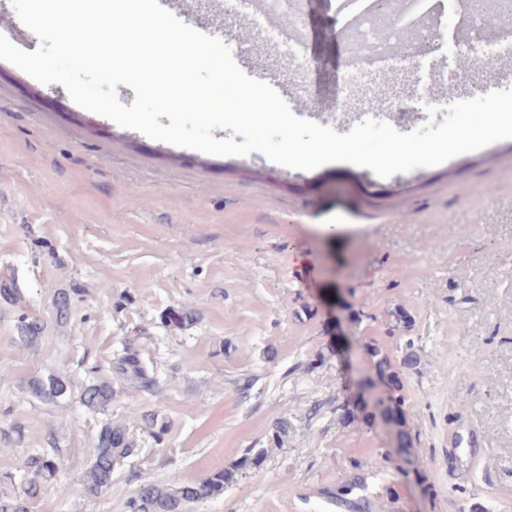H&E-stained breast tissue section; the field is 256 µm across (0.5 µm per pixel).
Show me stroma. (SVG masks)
<instances>
[{"label":"stroma","instance_id":"35a3bbf8","mask_svg":"<svg viewBox=\"0 0 512 512\" xmlns=\"http://www.w3.org/2000/svg\"><path fill=\"white\" fill-rule=\"evenodd\" d=\"M335 25L334 0H310L298 75L249 21L210 33L247 75L298 81L293 113L344 134L389 110L390 82L417 88L374 75L340 107L350 42ZM1 288L20 298L0 296V489L21 492L31 456L60 461L31 512H125L141 483L195 482L247 448L264 449L261 464L192 512H336L325 492L354 475L377 512H512V139L388 178L349 163L294 170L150 139L0 61ZM182 306L196 321L177 328L165 315ZM23 314L44 325L30 346ZM410 342L411 448L388 458L398 429L361 388L366 347L400 366ZM128 343L157 391L113 379ZM50 376L70 395L34 398L29 382ZM98 379L117 395L93 412L80 393ZM346 401L370 419L341 423ZM111 420L137 456L109 489L70 493Z\"/></svg>","mask_w":512,"mask_h":512}]
</instances>
